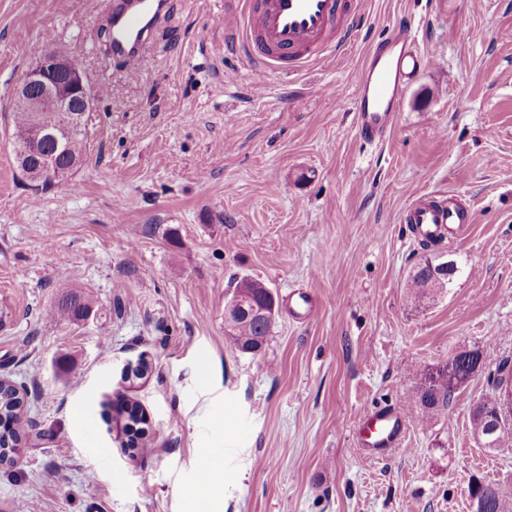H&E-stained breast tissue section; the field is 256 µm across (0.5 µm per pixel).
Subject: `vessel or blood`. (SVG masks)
<instances>
[{
    "mask_svg": "<svg viewBox=\"0 0 512 512\" xmlns=\"http://www.w3.org/2000/svg\"><path fill=\"white\" fill-rule=\"evenodd\" d=\"M224 16L231 46L258 70L297 75L311 66L344 55L363 22V0H237ZM167 12V0H119L108 18L110 51L130 68L152 62L150 41ZM409 24L396 23L388 38L374 40L354 71L353 110L359 136L382 142L397 118L407 86L428 64ZM407 223L421 237L440 228L466 231L470 211L452 199L422 197L406 210ZM406 410L375 408L360 415L357 442L370 456L401 445Z\"/></svg>",
    "mask_w": 512,
    "mask_h": 512,
    "instance_id": "b4317fda",
    "label": "vessel or blood"
}]
</instances>
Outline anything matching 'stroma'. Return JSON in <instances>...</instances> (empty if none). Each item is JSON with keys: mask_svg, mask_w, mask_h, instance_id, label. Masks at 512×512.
I'll use <instances>...</instances> for the list:
<instances>
[{"mask_svg": "<svg viewBox=\"0 0 512 512\" xmlns=\"http://www.w3.org/2000/svg\"><path fill=\"white\" fill-rule=\"evenodd\" d=\"M111 4L0 0V378L26 399L0 512H473L472 479L512 491V449L472 435L483 375L428 429L406 422L404 446L370 457L354 435L456 348L489 369L512 356V0H367L371 33L408 20L431 58L379 144L352 110L364 37L253 99L218 26L231 0H172L145 69L107 55ZM49 33L94 105L85 161L41 191L11 112ZM428 195L470 207L461 237L426 248L403 222ZM440 254L461 274L411 303L414 267ZM245 277L277 305L254 355L224 328ZM66 288L93 299L82 325L49 316ZM128 401L146 419L131 454ZM209 464L223 484L205 494Z\"/></svg>", "mask_w": 512, "mask_h": 512, "instance_id": "1", "label": "stroma"}]
</instances>
